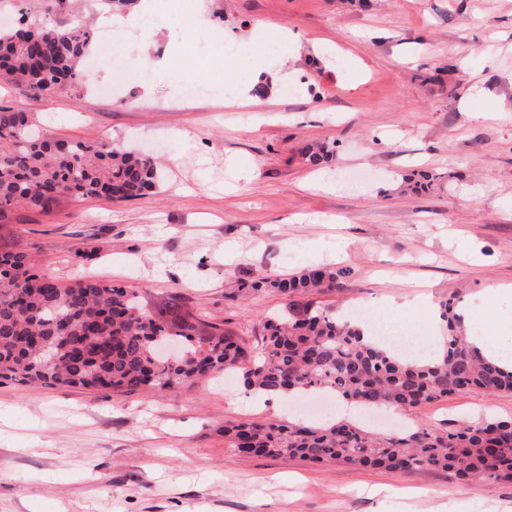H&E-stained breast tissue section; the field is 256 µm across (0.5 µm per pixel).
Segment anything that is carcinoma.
<instances>
[{"instance_id": "obj_1", "label": "carcinoma", "mask_w": 512, "mask_h": 512, "mask_svg": "<svg viewBox=\"0 0 512 512\" xmlns=\"http://www.w3.org/2000/svg\"><path fill=\"white\" fill-rule=\"evenodd\" d=\"M92 42L78 22L0 27V77L24 85L32 100L71 86ZM159 165L112 141L60 142L40 137L25 112L0 107V223L15 207L45 210L61 198L107 193L114 202L159 186ZM348 268L313 266L289 277L240 283L238 293L272 290L285 308L264 319L253 347L199 311L171 304L155 315L119 283L85 278L61 285L22 252L0 253V379L22 384L168 392L227 369L257 393L328 390L363 407L414 408L478 388L512 392V366L483 355L464 336L452 304L439 305L448 336L434 357L407 362L369 342L336 312L315 304L342 290ZM72 326L67 344L57 343ZM177 341L183 356L161 357ZM224 441L243 453L320 463H354L407 475L445 472L460 483L512 481V422L488 418L445 433L419 427L378 435L351 422L315 425L230 420Z\"/></svg>"}]
</instances>
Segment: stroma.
<instances>
[{
  "label": "stroma",
  "mask_w": 512,
  "mask_h": 512,
  "mask_svg": "<svg viewBox=\"0 0 512 512\" xmlns=\"http://www.w3.org/2000/svg\"><path fill=\"white\" fill-rule=\"evenodd\" d=\"M202 2L191 44L168 23L131 34L117 60L92 46L91 72L38 102L0 79V106L42 135L164 161L160 187L128 202L16 209L0 251L63 284L121 283L153 312L178 299L250 343L285 301L235 298L238 284L323 264L351 274L322 307L369 305L429 340L430 306L482 297L475 319L512 336V291H500L512 288V0ZM139 12L61 0L54 18L77 13L100 31L103 17ZM280 30L290 50L276 48ZM180 55L203 58L222 94L183 101L180 83L199 72L174 68ZM257 56L273 82L263 112L240 102ZM144 58L162 64L153 80L95 94L117 61ZM323 143L335 154L320 169L301 150ZM377 413L385 433L441 432L512 421V393ZM306 417L291 398H246L235 374L127 395L3 381L0 512H512V482L247 456L224 441L228 420Z\"/></svg>",
  "instance_id": "1"
}]
</instances>
